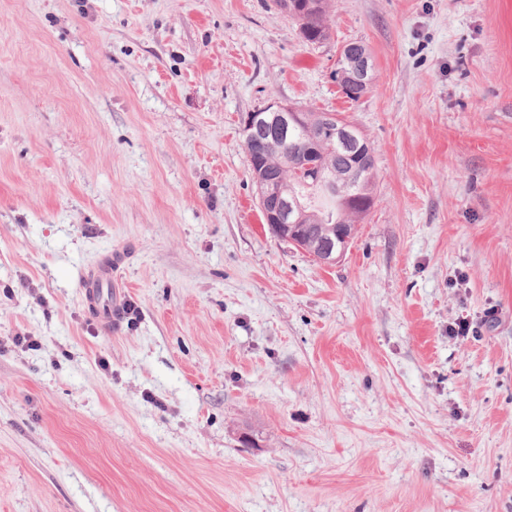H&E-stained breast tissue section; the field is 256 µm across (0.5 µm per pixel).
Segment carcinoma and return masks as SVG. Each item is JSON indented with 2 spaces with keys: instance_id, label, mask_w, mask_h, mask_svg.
Wrapping results in <instances>:
<instances>
[{
  "instance_id": "cac0c4a2",
  "label": "carcinoma",
  "mask_w": 512,
  "mask_h": 512,
  "mask_svg": "<svg viewBox=\"0 0 512 512\" xmlns=\"http://www.w3.org/2000/svg\"><path fill=\"white\" fill-rule=\"evenodd\" d=\"M278 8L299 23L303 38L312 44L330 37L326 23L328 0H276ZM360 152L337 148L336 133L325 113L306 111V122L288 133V139L263 146L254 164L281 179H292L296 168L312 177L295 186L306 205L302 222L295 225V246L310 255L345 227L353 237L355 223L367 216L374 203V156L369 142L359 136Z\"/></svg>"
}]
</instances>
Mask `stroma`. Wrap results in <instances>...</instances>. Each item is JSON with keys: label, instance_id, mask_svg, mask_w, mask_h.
<instances>
[{"label": "stroma", "instance_id": "1", "mask_svg": "<svg viewBox=\"0 0 512 512\" xmlns=\"http://www.w3.org/2000/svg\"><path fill=\"white\" fill-rule=\"evenodd\" d=\"M328 25L0 0V512H512V0ZM274 101L373 148L335 265L264 221L240 129ZM115 256L112 324L80 281ZM344 57L343 67L336 69V81L344 83L341 86L343 93L351 100H357L360 95L369 92L372 84V59L368 49L358 43H349L341 47L340 56ZM345 83L356 86L358 91Z\"/></svg>", "mask_w": 512, "mask_h": 512}]
</instances>
